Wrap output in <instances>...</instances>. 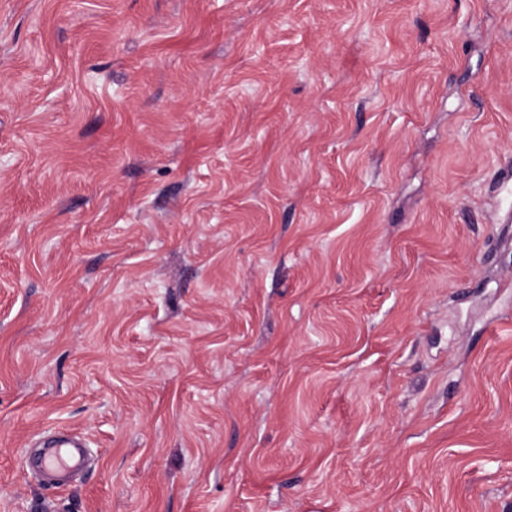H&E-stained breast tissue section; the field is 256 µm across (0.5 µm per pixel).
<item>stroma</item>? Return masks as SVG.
Instances as JSON below:
<instances>
[{
  "label": "stroma",
  "instance_id": "1",
  "mask_svg": "<svg viewBox=\"0 0 512 512\" xmlns=\"http://www.w3.org/2000/svg\"><path fill=\"white\" fill-rule=\"evenodd\" d=\"M511 168L512 0H0V512H512ZM56 445L59 447L48 448L42 457L41 466L44 470L51 471L64 468L75 457L71 451L63 448H73L79 454L83 447V443L79 439L69 438H60Z\"/></svg>",
  "mask_w": 512,
  "mask_h": 512
}]
</instances>
